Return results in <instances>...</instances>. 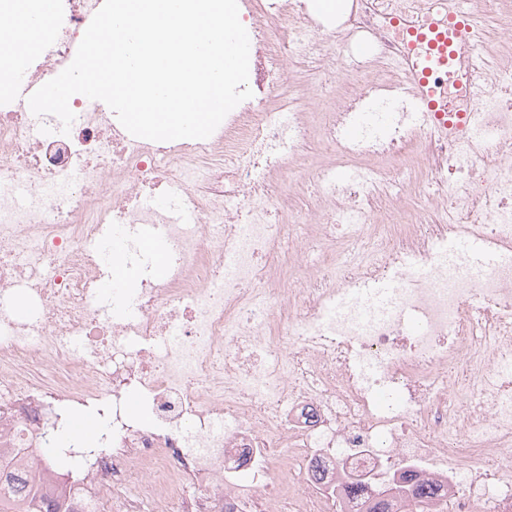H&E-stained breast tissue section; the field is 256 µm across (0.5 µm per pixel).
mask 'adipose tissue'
I'll list each match as a JSON object with an SVG mask.
<instances>
[{
	"label": "adipose tissue",
	"instance_id": "1",
	"mask_svg": "<svg viewBox=\"0 0 512 512\" xmlns=\"http://www.w3.org/2000/svg\"><path fill=\"white\" fill-rule=\"evenodd\" d=\"M52 13V0H13L8 19L0 23V49L19 60L36 52Z\"/></svg>",
	"mask_w": 512,
	"mask_h": 512
}]
</instances>
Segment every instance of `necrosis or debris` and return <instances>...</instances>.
I'll use <instances>...</instances> for the list:
<instances>
[{"label":"necrosis or debris","mask_w":512,"mask_h":512,"mask_svg":"<svg viewBox=\"0 0 512 512\" xmlns=\"http://www.w3.org/2000/svg\"><path fill=\"white\" fill-rule=\"evenodd\" d=\"M485 1L512 14L241 0L253 95L204 140L133 137L79 98L59 135L0 94V448L28 483L53 487L42 451L84 408L74 512H366L347 485L385 490L400 461L439 487L426 512H512V35L474 30L442 112L397 64L402 25ZM99 8L57 0L19 78L51 80ZM309 54L311 94L288 72ZM117 244L140 285L104 302Z\"/></svg>","instance_id":"obj_1"}]
</instances>
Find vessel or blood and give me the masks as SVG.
Returning <instances> with one entry per match:
<instances>
[{
    "label": "vessel or blood",
    "mask_w": 512,
    "mask_h": 512,
    "mask_svg": "<svg viewBox=\"0 0 512 512\" xmlns=\"http://www.w3.org/2000/svg\"><path fill=\"white\" fill-rule=\"evenodd\" d=\"M473 24V15L461 13L449 17L447 22L408 32L407 67L419 97L430 111L443 109L432 76L447 66L450 59L468 57Z\"/></svg>",
    "instance_id": "vessel-or-blood-1"
}]
</instances>
